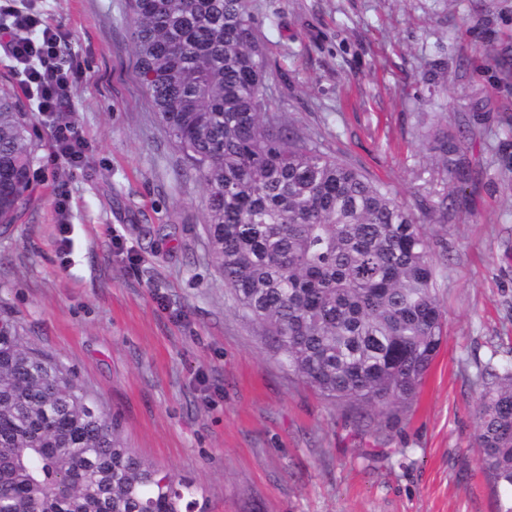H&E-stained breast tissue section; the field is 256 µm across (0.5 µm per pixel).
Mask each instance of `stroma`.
Wrapping results in <instances>:
<instances>
[{
  "label": "stroma",
  "instance_id": "obj_1",
  "mask_svg": "<svg viewBox=\"0 0 512 512\" xmlns=\"http://www.w3.org/2000/svg\"><path fill=\"white\" fill-rule=\"evenodd\" d=\"M81 78L30 116V202L0 233V316L73 370L131 448L209 512H499L474 444L480 367L512 368V0H251L267 93L301 136L446 242L445 340L414 402L360 422L283 366L207 256L204 189L135 79L125 0H16ZM79 167L49 157L56 120ZM458 150L442 157L441 136ZM468 177L439 208L448 165Z\"/></svg>",
  "mask_w": 512,
  "mask_h": 512
}]
</instances>
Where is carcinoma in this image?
Instances as JSON below:
<instances>
[{
  "label": "carcinoma",
  "mask_w": 512,
  "mask_h": 512,
  "mask_svg": "<svg viewBox=\"0 0 512 512\" xmlns=\"http://www.w3.org/2000/svg\"><path fill=\"white\" fill-rule=\"evenodd\" d=\"M136 76L205 190L211 264L278 360L328 402H413L443 340L434 242L387 189L265 95L250 0H126ZM29 116L0 86V228L29 202ZM477 461L512 512V371L480 372ZM0 512H206L129 448L75 374L0 318Z\"/></svg>",
  "instance_id": "carcinoma-1"
}]
</instances>
